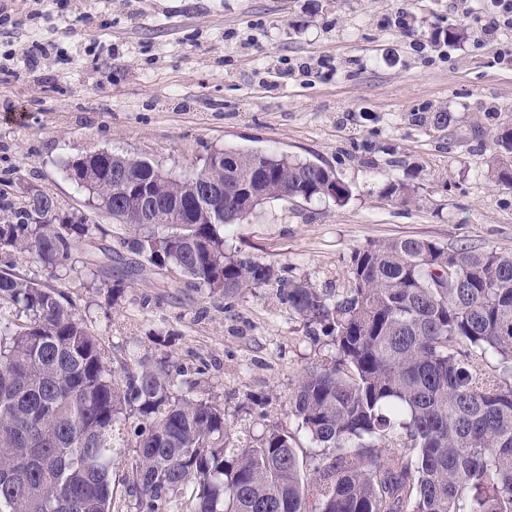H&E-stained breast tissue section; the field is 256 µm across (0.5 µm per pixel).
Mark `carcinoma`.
I'll return each instance as SVG.
<instances>
[{"instance_id": "carcinoma-1", "label": "carcinoma", "mask_w": 512, "mask_h": 512, "mask_svg": "<svg viewBox=\"0 0 512 512\" xmlns=\"http://www.w3.org/2000/svg\"><path fill=\"white\" fill-rule=\"evenodd\" d=\"M445 112H416L439 128ZM205 177L224 184V212L196 198V175L167 177L136 155L87 154L66 176L129 226L140 270L176 268L186 285L233 298L276 289L335 354L306 370L287 414L322 450L308 462L283 426L233 441L217 397L169 356L114 369L73 304L47 283L0 268V512H112V469L136 512H512V253L393 238L357 249L338 293L290 280L272 263L229 254L224 225L270 200L351 196L330 168L285 155L223 150ZM127 180L114 179L115 172ZM488 171L512 187V158ZM182 216L135 224L130 195ZM384 198L406 204L411 188ZM102 232L74 221L36 186L0 195V255H28L50 278L74 268L77 242Z\"/></svg>"}]
</instances>
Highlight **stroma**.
<instances>
[{"instance_id":"35a3bbf8","label":"stroma","mask_w":512,"mask_h":512,"mask_svg":"<svg viewBox=\"0 0 512 512\" xmlns=\"http://www.w3.org/2000/svg\"><path fill=\"white\" fill-rule=\"evenodd\" d=\"M489 0H0V190L35 185L64 211L103 227L79 244L56 283L90 322L113 364L169 354L203 370L230 434L278 422L296 447L315 446L287 415L288 396L331 353L272 289L232 299L132 274L126 225L93 210L65 161L91 149L132 154L184 176L210 150L285 155L330 169L351 188L330 200L269 201L224 228L227 248L337 292L354 250L417 237L512 252V187L486 162L512 125V62L479 36ZM456 26L454 45L431 40ZM45 45L42 72L22 53ZM447 113L419 127L411 113ZM404 181L410 203L385 199ZM117 250L88 276L99 245ZM127 288L111 302L108 283ZM268 396L245 413L248 394Z\"/></svg>"}]
</instances>
